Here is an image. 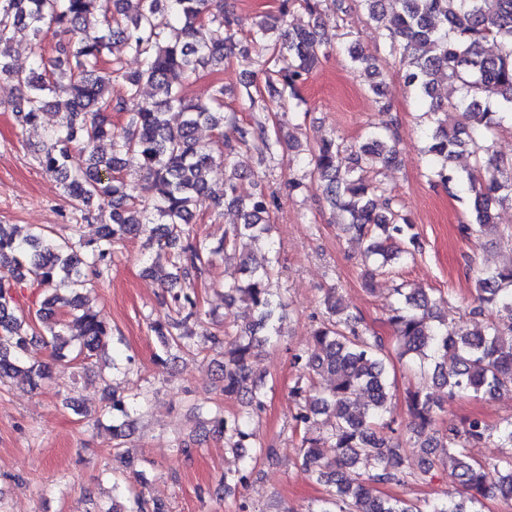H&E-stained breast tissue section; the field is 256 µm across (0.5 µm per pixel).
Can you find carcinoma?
<instances>
[{"mask_svg":"<svg viewBox=\"0 0 512 512\" xmlns=\"http://www.w3.org/2000/svg\"><path fill=\"white\" fill-rule=\"evenodd\" d=\"M327 2L279 0L275 12L258 15L252 23L250 42L270 50L267 84L281 98L301 101L300 86L334 47L326 31L291 26L288 16L299 9L319 19ZM361 2L389 53L411 58L404 83L429 104L424 139L431 176L450 191L470 195L475 223L464 226V232H483L493 223L496 205L512 204V159L491 154L487 145L491 131L512 122V0ZM241 26V18L224 7V0H0V77L19 87L20 95L9 103L18 125L40 123L50 108L64 113L63 122L47 129L34 149L43 171L60 180L82 219H89L94 206L112 207L110 223L102 225L89 252L79 241L52 237L47 227L18 238L0 224V383L21 376L36 387L47 377L49 365L28 353L30 335L50 339L56 362L91 359L112 340L109 321L87 305L81 290L88 287V276L99 277L110 266L115 244L144 232L160 249L172 250L173 257L172 271L166 275L169 288L163 294L173 316L151 324V331L170 359L196 346L188 324L201 322V310L187 282L239 250L244 238L270 235L269 218L278 203L275 194L262 189L246 197L238 194L245 175L223 150L224 125L231 126L237 145L258 147L271 160L296 149L264 123L240 124L225 113L222 83L213 85L203 103L181 94L201 71L224 66V58L237 49ZM22 30L37 45L50 31L65 40L54 59L40 57L35 67L22 70L10 54L11 42ZM488 41L495 43L496 53H485ZM117 43L140 59L139 70L127 72L121 58L110 56ZM341 49L370 80L377 102L388 108L376 82V61L355 40L342 43ZM441 76L457 93L448 106L434 99ZM114 84L120 86L116 95ZM144 84L153 90L149 99L141 97ZM114 112L126 116L120 128L112 124ZM173 112L181 117L175 126L169 119ZM201 127L215 131V140L201 142ZM105 139L111 146L108 156L97 150ZM462 147L473 150L484 170L482 179L465 178L450 167ZM75 150L87 155L86 166L71 167ZM397 159L389 128L376 127L350 146L339 137H323L301 160L323 183L329 205L346 220L345 231L367 240V277L411 254L404 244L416 241L395 199L365 177L366 169L388 167ZM218 162L224 165V183L219 186L210 180ZM132 170L151 183V202L138 203L136 185L127 179ZM377 193L383 196L380 205L373 199ZM202 197L217 206L232 204L243 218L216 244L185 231ZM278 264L274 249L261 267L241 258L243 277L224 284V295L243 297L255 311L254 319L235 335L204 337L211 348L222 350L224 396L239 398L250 408L244 415L228 416L217 410L209 420L214 432L224 437L225 447L243 459L253 447L250 422L264 409L263 383L255 379L252 350L256 343L281 339L277 321L285 300L270 285ZM24 283L41 288L43 298L34 313L19 316L14 289ZM476 285L471 313L481 316L495 307L506 316L465 333L449 328L438 316L443 296L420 288L395 289L397 305L389 322L399 358L417 361L421 369L434 363L433 385L450 398L512 392V263L477 273ZM320 314L312 343L293 354L294 365L304 374L291 389L298 400L291 433L301 435V468L328 486L325 507L318 512H480L476 505L483 499H512V458L482 464L468 452L492 437L512 447V420L493 431L472 419L461 429L430 436L436 424L434 397L421 390L408 393L413 430L421 437L416 447L446 449L442 462L468 497L422 511L375 494L374 485L416 479L435 461H424L419 474L406 470L409 449L384 433L391 428L386 416L392 400L386 339L347 310L336 288L324 294ZM447 359L451 363H445ZM321 379L332 380L333 386L320 388ZM147 400L145 391H114L106 408L116 458L126 469L136 467L135 458L120 451L121 441L130 435L136 406ZM327 412L330 418L318 423L316 416ZM324 448L335 449V457H325ZM251 471L246 462L224 473V487L246 484ZM123 512L168 509L149 502L141 490L129 495Z\"/></svg>","mask_w":512,"mask_h":512,"instance_id":"carcinoma-1","label":"carcinoma"}]
</instances>
